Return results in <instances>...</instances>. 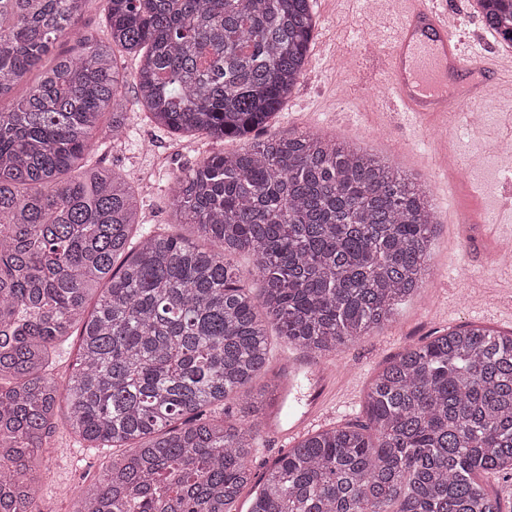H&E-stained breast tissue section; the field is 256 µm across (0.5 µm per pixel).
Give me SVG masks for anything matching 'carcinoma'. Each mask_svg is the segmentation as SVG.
Instances as JSON below:
<instances>
[{
    "instance_id": "cac0c4a2",
    "label": "carcinoma",
    "mask_w": 512,
    "mask_h": 512,
    "mask_svg": "<svg viewBox=\"0 0 512 512\" xmlns=\"http://www.w3.org/2000/svg\"><path fill=\"white\" fill-rule=\"evenodd\" d=\"M87 2L0 0V512H39L62 399L75 434L123 449L72 512H232L249 487L247 512H502L479 475L512 470V332L458 327L406 349L375 377L365 423L307 436L256 485L260 422L206 417L257 378L253 413L279 388L269 328L331 354L427 283L438 222L417 175L317 133L249 138L304 77L312 0H104L105 37L81 25ZM475 9L512 45V0ZM118 51L139 57L154 125L244 141L169 180L206 247L135 234L136 194L93 160L128 133ZM75 331L62 390L49 348Z\"/></svg>"
}]
</instances>
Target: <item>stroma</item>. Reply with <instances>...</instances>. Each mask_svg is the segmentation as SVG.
Wrapping results in <instances>:
<instances>
[{"label": "stroma", "instance_id": "stroma-1", "mask_svg": "<svg viewBox=\"0 0 512 512\" xmlns=\"http://www.w3.org/2000/svg\"><path fill=\"white\" fill-rule=\"evenodd\" d=\"M448 6L459 17L455 37L470 45L474 55L498 54V45L479 39L484 24L470 11L468 0H448ZM315 9L320 13L317 44L298 89L273 119L272 131L307 130L358 142L404 171L423 174L439 220L426 288L401 304L381 332L328 357L336 396L315 424L322 430L363 423L376 374L409 345L460 325L512 331V285L489 260L495 242L512 233V204L507 201L512 178L504 173L494 147L506 131L512 101L491 97L476 103L483 127L455 135L450 150L459 163L455 172H448L424 123L407 121L403 113L383 110L380 103L385 94L382 60L372 37L391 16L392 5L346 0L334 6L316 0ZM126 102L130 136L109 144L98 156L100 164L122 171L135 188L141 230L159 228L195 238L193 226L173 221L167 179L189 171L213 151V144L158 129L146 119L134 92H127ZM41 458V512H70L65 490L97 479L112 452L87 448L61 419L45 440Z\"/></svg>", "mask_w": 512, "mask_h": 512}]
</instances>
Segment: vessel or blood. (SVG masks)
Masks as SVG:
<instances>
[{
	"label": "vessel or blood",
	"instance_id": "1",
	"mask_svg": "<svg viewBox=\"0 0 512 512\" xmlns=\"http://www.w3.org/2000/svg\"><path fill=\"white\" fill-rule=\"evenodd\" d=\"M377 46L386 62V104L433 122L457 117L475 101L504 91L502 74L512 68L511 54L475 57L466 51L448 26V0H406L396 20L378 33ZM281 369L284 381L265 415V429L283 442L318 417L334 393L327 373L308 361L287 359ZM304 379L312 395L302 412L286 415Z\"/></svg>",
	"mask_w": 512,
	"mask_h": 512
}]
</instances>
